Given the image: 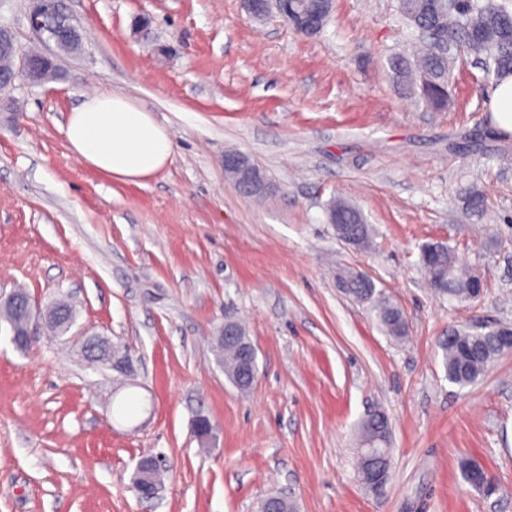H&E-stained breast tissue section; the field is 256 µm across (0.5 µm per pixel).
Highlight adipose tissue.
<instances>
[{"label":"adipose tissue","instance_id":"ef3b65f1","mask_svg":"<svg viewBox=\"0 0 512 512\" xmlns=\"http://www.w3.org/2000/svg\"><path fill=\"white\" fill-rule=\"evenodd\" d=\"M64 134L83 163L120 183L150 179L174 151L152 112L120 94L87 96L70 112Z\"/></svg>","mask_w":512,"mask_h":512}]
</instances>
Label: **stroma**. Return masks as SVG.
<instances>
[{"mask_svg":"<svg viewBox=\"0 0 512 512\" xmlns=\"http://www.w3.org/2000/svg\"><path fill=\"white\" fill-rule=\"evenodd\" d=\"M82 47L61 76L0 91V290L69 301L65 337L21 352L0 333V512H512V351L472 385L448 381L440 344L463 327L512 328V133L490 83L458 61L439 112L401 90L388 59L411 49L396 0H333L317 34L243 0H65ZM29 0H0L20 52L42 49ZM112 92L150 110L174 143L141 184L70 150L67 117ZM273 189L239 193L224 154ZM486 206L470 212V193ZM356 205L368 248L341 241L327 206ZM442 242L478 268L483 296L437 295L419 266ZM364 275L401 308L397 340L337 276ZM242 321L257 352L248 393L212 351ZM110 338L102 371L71 345ZM384 411L392 477L355 475L360 422ZM213 434L200 443L197 416ZM163 487L140 498L139 460ZM466 460L494 493L470 485ZM224 169L230 176L241 175L245 180L252 182L258 189L266 187L259 168L252 164L250 158L243 153L230 152L225 154Z\"/></svg>","mask_w":512,"mask_h":512,"instance_id":"35a3bbf8","label":"stroma"}]
</instances>
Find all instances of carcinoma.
<instances>
[{
    "label": "carcinoma",
    "mask_w": 512,
    "mask_h": 512,
    "mask_svg": "<svg viewBox=\"0 0 512 512\" xmlns=\"http://www.w3.org/2000/svg\"><path fill=\"white\" fill-rule=\"evenodd\" d=\"M397 12L401 20L414 32L421 34L427 29H438L448 33L455 53L448 55L437 50L427 38L418 40L415 54H395L389 59V67L401 86H418L427 103L438 110L448 105V86L452 78L455 58L472 55L482 59L481 80L499 82L512 74V9L498 0H464L451 4L449 0H397ZM68 21L64 0H52L46 15V25L57 28ZM335 223L346 227L352 244L366 246L370 241V227L363 213L355 205L335 199L328 207ZM420 266L431 284L446 280L445 287L434 292L442 296L467 297L466 284L471 271L459 266L455 254L443 243H427L420 249ZM350 288V294L371 301L372 310L379 324L392 336L405 334L406 321L403 312L382 292L375 291L372 284L358 279L353 273L341 277ZM18 300L0 302V331L10 336L24 335L26 316L19 299L26 292H16ZM49 313L55 315L46 328L49 333L61 337L75 320V310L66 301L51 304ZM442 363L449 382L465 387L475 383L486 364L503 352L496 329L491 328L479 335L461 329L448 335L441 346ZM217 361L224 366V373L235 387L248 391L246 375L239 351L222 342H217ZM359 442H371L377 447L374 454L359 456L357 477L367 469L379 470L387 465L390 454L383 452L389 442L388 419L375 413L362 421L359 427Z\"/></svg>",
    "instance_id": "1"
}]
</instances>
